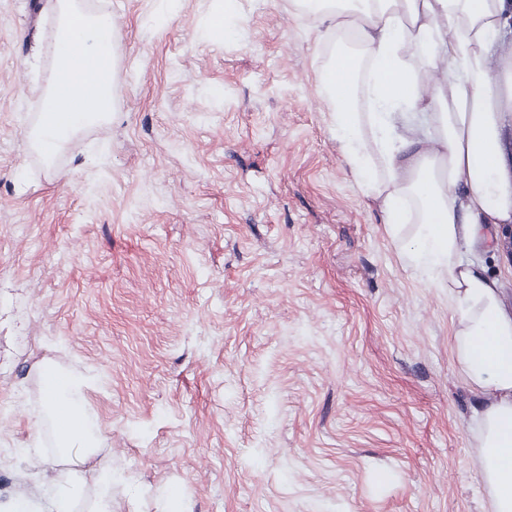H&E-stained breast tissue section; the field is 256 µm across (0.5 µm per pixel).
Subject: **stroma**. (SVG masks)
<instances>
[{"mask_svg": "<svg viewBox=\"0 0 512 512\" xmlns=\"http://www.w3.org/2000/svg\"><path fill=\"white\" fill-rule=\"evenodd\" d=\"M115 22L108 124L28 130L55 0H0V499L56 458L39 368L85 378L116 512H490L448 293L384 234L293 0H86ZM512 307L492 226L465 254Z\"/></svg>", "mask_w": 512, "mask_h": 512, "instance_id": "1", "label": "stroma"}]
</instances>
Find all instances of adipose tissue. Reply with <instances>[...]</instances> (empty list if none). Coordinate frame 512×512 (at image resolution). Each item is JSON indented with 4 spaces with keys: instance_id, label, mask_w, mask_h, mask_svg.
<instances>
[{
    "instance_id": "ef3b65f1",
    "label": "adipose tissue",
    "mask_w": 512,
    "mask_h": 512,
    "mask_svg": "<svg viewBox=\"0 0 512 512\" xmlns=\"http://www.w3.org/2000/svg\"><path fill=\"white\" fill-rule=\"evenodd\" d=\"M351 28L367 64L338 53L319 90L366 197L380 201L383 230L425 287L448 291L450 349L479 397L473 439L491 512H512V309L495 281L465 261L486 225L512 224V0H357ZM55 68L30 137L45 161L80 130L112 119L114 23L80 0H57ZM369 109H358L360 99ZM60 469L43 468L44 512H75L81 466L101 436L88 427L87 383L43 365Z\"/></svg>"
}]
</instances>
